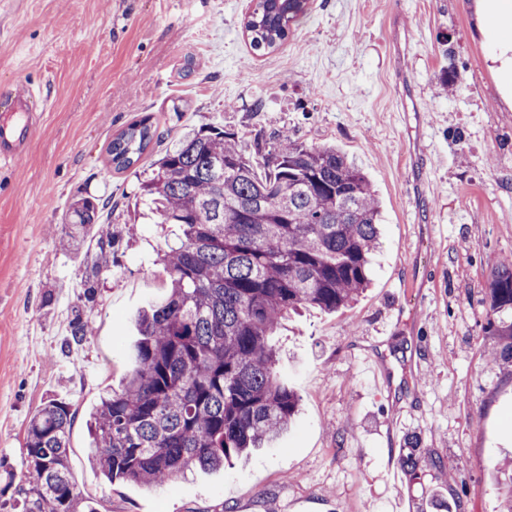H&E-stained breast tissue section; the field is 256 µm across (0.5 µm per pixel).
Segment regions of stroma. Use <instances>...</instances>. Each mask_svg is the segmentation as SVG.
<instances>
[{
  "label": "stroma",
  "instance_id": "stroma-1",
  "mask_svg": "<svg viewBox=\"0 0 512 512\" xmlns=\"http://www.w3.org/2000/svg\"><path fill=\"white\" fill-rule=\"evenodd\" d=\"M479 2L312 0L284 45L258 55L243 34L249 0H0V108L26 84L42 114L0 166V512H18L27 423L52 397L78 409L73 479L99 512H395L402 500L502 512L488 466L512 458V371L487 364L498 339L483 316L493 260L512 256V71ZM146 115L157 142L110 171L112 139ZM202 123L250 147L284 131L338 145L379 199L381 248L354 307L306 311L274 336L280 379L300 397L275 444L151 491L110 484L89 461L84 417L124 384L134 319L163 295L158 255L179 233L136 197L152 162ZM420 145L422 172L410 159ZM85 196L110 198L124 235L93 332L65 352L86 257L58 239ZM415 438L453 478L388 477Z\"/></svg>",
  "mask_w": 512,
  "mask_h": 512
}]
</instances>
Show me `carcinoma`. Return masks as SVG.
Returning <instances> with one entry per match:
<instances>
[{
    "instance_id": "obj_1",
    "label": "carcinoma",
    "mask_w": 512,
    "mask_h": 512,
    "mask_svg": "<svg viewBox=\"0 0 512 512\" xmlns=\"http://www.w3.org/2000/svg\"><path fill=\"white\" fill-rule=\"evenodd\" d=\"M310 0H254L244 34L258 52L282 46ZM151 116L133 122L109 145L112 167L130 169L153 132ZM258 166L237 133L202 124L187 129L141 183L158 224H177L178 242L160 254L168 292L142 310L139 339L122 389L101 399L89 419L90 461L110 483L160 488L188 471L273 443L288 430L297 393L278 376L271 342L282 322L302 309L352 306L370 283L379 246L380 206L370 181L333 145L308 146L284 133L256 146ZM108 198L84 197L69 208L59 243L78 250L99 225L84 297L95 298L112 271L119 235L101 222ZM485 330L499 339L494 367H512V258L494 263ZM93 322L75 311L65 347L81 344ZM75 404L44 401L25 432L22 512H98L74 483L69 462ZM400 465L416 473L436 459L418 453ZM502 506L512 512L509 463H491Z\"/></svg>"
}]
</instances>
